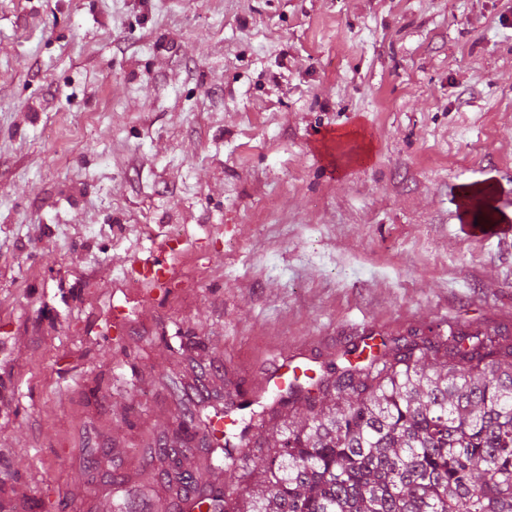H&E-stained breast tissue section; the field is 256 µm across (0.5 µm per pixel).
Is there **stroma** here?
<instances>
[{"mask_svg":"<svg viewBox=\"0 0 512 512\" xmlns=\"http://www.w3.org/2000/svg\"><path fill=\"white\" fill-rule=\"evenodd\" d=\"M461 331L512 336V0H0V512H174L186 409ZM132 265L134 267L128 275L131 284L138 288H147L150 292L169 288L171 277L164 259L151 255L133 260Z\"/></svg>","mask_w":512,"mask_h":512,"instance_id":"35a3bbf8","label":"stroma"}]
</instances>
